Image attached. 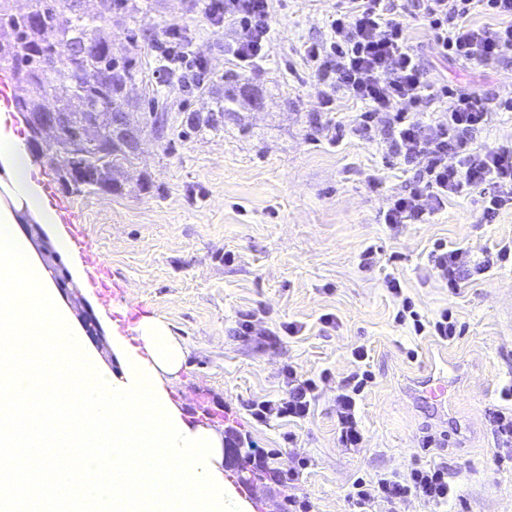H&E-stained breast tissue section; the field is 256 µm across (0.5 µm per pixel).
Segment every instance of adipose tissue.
Instances as JSON below:
<instances>
[{
    "label": "adipose tissue",
    "instance_id": "1",
    "mask_svg": "<svg viewBox=\"0 0 512 512\" xmlns=\"http://www.w3.org/2000/svg\"><path fill=\"white\" fill-rule=\"evenodd\" d=\"M5 110L0 102V202L16 223H57L58 214L39 183L40 171L19 132L8 124ZM138 332L146 358L157 372L168 373L180 367L181 349L158 322H142Z\"/></svg>",
    "mask_w": 512,
    "mask_h": 512
}]
</instances>
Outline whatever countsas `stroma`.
Segmentation results:
<instances>
[{
  "instance_id": "1",
  "label": "stroma",
  "mask_w": 512,
  "mask_h": 512,
  "mask_svg": "<svg viewBox=\"0 0 512 512\" xmlns=\"http://www.w3.org/2000/svg\"><path fill=\"white\" fill-rule=\"evenodd\" d=\"M335 11L336 0H276L269 51L260 65L246 69L228 51L230 30L211 25L194 0H152L136 19L116 13L98 22L117 54L131 47L128 29L142 34L131 94L142 113L148 98H155L169 117V130L185 128L193 113L214 109L229 74L251 84L259 101L225 113L218 133L171 141L146 132L121 191L67 196L74 223L83 225L111 268V300L88 287V267L77 255L62 263L104 329L113 373L123 374L127 343L137 335L121 318L140 307L143 317L163 323L181 346V366L162 380L185 421L259 449L254 466L261 471L287 469L296 455L309 460L288 488L265 475L244 490L234 470H225L227 486L252 512H289L292 495L309 501L312 512H350L346 493L356 478L434 462L447 463L464 490L461 501L437 506L412 497L377 505L376 512H512V463H494L488 418L500 403L501 386L512 381V265L465 281L452 295L427 261L440 240L477 251L512 239V209L485 223L479 193L470 190L449 198L432 223L396 229L383 223L388 197L408 190L412 173L386 161L382 136L365 143L349 135L332 144L327 121L351 125L361 107L344 101L322 117L320 88L301 55L303 46L326 41ZM172 23L186 28L193 54L213 70L203 89L166 84L153 75L149 41ZM407 24L431 78L469 92L512 96V63L444 59L424 19L411 17ZM373 178L379 190L370 188ZM369 246L376 255L364 269L359 255ZM390 273L422 315L448 306L464 328L447 347L463 366L447 407L408 392L421 364L409 353L425 351L433 341L416 339L395 322L384 285ZM249 311L265 325L294 323L300 331L277 347L255 351L233 334L240 314ZM327 313L335 315L336 327L321 323ZM359 345L368 348L376 376L360 404L364 448L353 452L339 445L330 391L300 423L260 425L249 415L250 400L282 395L284 366L309 374L327 368L340 379L353 371L351 350ZM430 434L436 447L422 448ZM275 448L279 457L266 459Z\"/></svg>"
}]
</instances>
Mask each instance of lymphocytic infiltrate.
<instances>
[{"label":"lymphocytic infiltrate","instance_id":"1","mask_svg":"<svg viewBox=\"0 0 512 512\" xmlns=\"http://www.w3.org/2000/svg\"><path fill=\"white\" fill-rule=\"evenodd\" d=\"M273 0H197L212 23L227 24L235 32L229 45L233 60L242 67L262 61L271 32ZM427 21L443 56L476 65L512 59V0H409ZM489 17L486 26L468 21L474 9ZM325 42L305 46L304 57L321 88V103L338 100L362 103L363 111L351 127L329 125L332 141L352 134L364 141L384 134L390 160L414 170L409 193L391 195L382 212L387 224H427L449 196L479 191L483 217L493 222L512 208V141L495 146L476 143L478 131L493 113L512 112V97L466 92L432 80L418 51L409 42L408 27L395 0H338ZM164 59L161 78L167 83L201 87L211 77L204 60L192 58L181 25L165 27L153 46ZM441 108L439 121H424L426 109ZM512 261V240L500 241L474 254L470 248L436 244L428 264L449 294L459 291L464 279L482 276L495 266ZM386 288L398 307L395 321L409 326L414 335L432 336L447 344L456 337L449 310L425 317L405 297L399 279L386 278ZM355 369L342 380L330 370L305 376L295 367L283 370L286 390L282 397L251 401V417L266 424L274 420L303 421L311 415L326 387L336 390V433L343 447L359 448L365 434L359 404L374 382L365 346L352 349ZM416 497L442 505L462 499V487L448 478L438 464L412 465L402 475L380 474L352 483L346 498L353 512H371L375 503L394 505Z\"/></svg>","mask_w":512,"mask_h":512}]
</instances>
